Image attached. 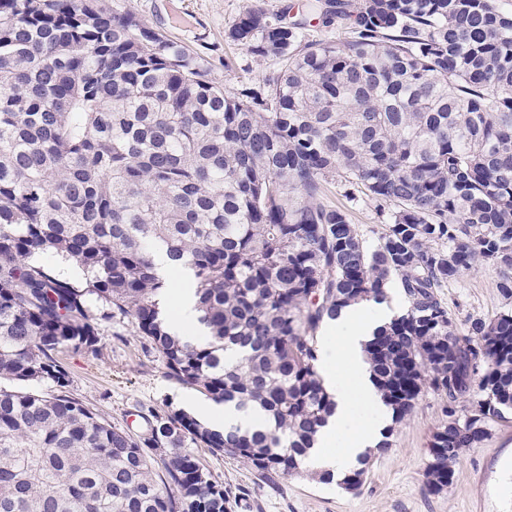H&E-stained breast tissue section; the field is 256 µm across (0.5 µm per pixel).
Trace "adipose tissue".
I'll return each instance as SVG.
<instances>
[{"label":"adipose tissue","mask_w":512,"mask_h":512,"mask_svg":"<svg viewBox=\"0 0 512 512\" xmlns=\"http://www.w3.org/2000/svg\"><path fill=\"white\" fill-rule=\"evenodd\" d=\"M173 328L185 338L201 331L195 288L187 274H180L171 302ZM390 313L375 301H362L326 320L322 331L331 344L322 354L321 375L335 407L305 461L306 468L339 475L354 468L366 450L378 447L390 421L389 410L372 380L364 347ZM197 414L217 426L249 429L262 421L260 410H237L234 404L192 403Z\"/></svg>","instance_id":"adipose-tissue-1"}]
</instances>
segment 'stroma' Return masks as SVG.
<instances>
[{
  "instance_id": "stroma-1",
  "label": "stroma",
  "mask_w": 512,
  "mask_h": 512,
  "mask_svg": "<svg viewBox=\"0 0 512 512\" xmlns=\"http://www.w3.org/2000/svg\"><path fill=\"white\" fill-rule=\"evenodd\" d=\"M307 0H264L267 11L285 10L287 21L306 23L311 38L343 37L342 28L327 27L319 15L308 12ZM115 9L132 13L184 46L204 56L212 76L225 89L258 83L271 61H257L224 38V31L252 0H111ZM348 188L331 184L327 200L347 208L353 224L366 239H375L385 214L364 194L348 198ZM499 271L488 264L466 270L442 289L458 331L475 318L492 317L504 304L497 288ZM60 359L69 371L72 395L105 418L113 427L134 433L141 427L134 415L143 409H185L200 400L194 389L166 376L162 357L129 319L104 322L97 354L66 351ZM448 401L424 391L411 416L394 425L387 451L375 454L362 486L346 491L319 482L310 472L267 480L247 462L208 449H195L211 475L224 482L240 499L234 512H512V499L503 497L512 464V419L494 423L489 436L465 449L451 486L429 492L424 471L433 433L446 420Z\"/></svg>"
}]
</instances>
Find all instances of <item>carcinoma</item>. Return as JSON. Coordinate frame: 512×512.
Returning <instances> with one entry per match:
<instances>
[{
    "label": "carcinoma",
    "instance_id": "obj_1",
    "mask_svg": "<svg viewBox=\"0 0 512 512\" xmlns=\"http://www.w3.org/2000/svg\"><path fill=\"white\" fill-rule=\"evenodd\" d=\"M311 7L348 37L314 40L251 5L225 37L278 68L229 93L206 59L146 39L108 0H0V512H233L237 495L186 449L298 473L334 408L318 332L387 300L393 277L407 310L366 356L393 421L425 390L448 399L430 442L448 458L427 463L428 490L512 412V308L460 333L439 295L482 261L512 299V13L497 0ZM338 178L388 207L375 241L325 201ZM160 246L192 272L194 341L161 309ZM38 253L76 261L85 283ZM117 316L167 378L266 423L216 430L150 409L142 435L112 426L72 396L58 353H97ZM367 464L321 480L357 489Z\"/></svg>",
    "mask_w": 512,
    "mask_h": 512
}]
</instances>
